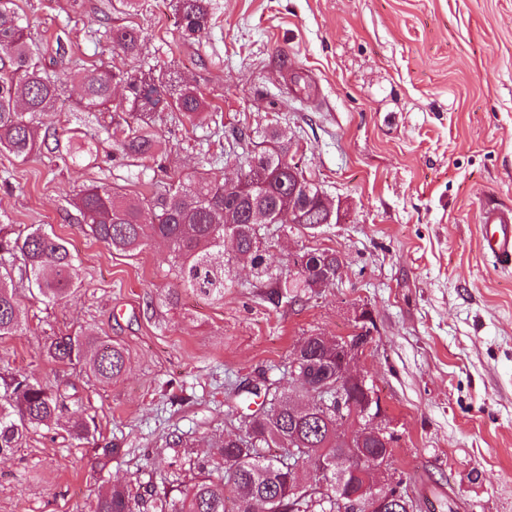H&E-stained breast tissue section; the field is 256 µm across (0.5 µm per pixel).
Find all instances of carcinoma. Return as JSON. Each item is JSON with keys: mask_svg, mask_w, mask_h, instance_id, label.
<instances>
[{"mask_svg": "<svg viewBox=\"0 0 512 512\" xmlns=\"http://www.w3.org/2000/svg\"><path fill=\"white\" fill-rule=\"evenodd\" d=\"M179 30L185 40L207 33L213 16L212 0H170ZM113 49L140 59L143 40L134 26H114L105 31ZM29 23L23 21L16 0H0V149L25 160L49 147V135H40L29 114L52 112L59 101L62 82L49 75L35 54ZM68 75L82 90L73 110L121 112L122 120L112 121V142L126 158H153L167 150L156 129L165 112L195 126L206 116V102L194 86L185 84L178 72L155 75L152 70L133 74L123 68L86 66L75 62ZM127 86L126 97L113 98L117 86ZM254 132L234 128L226 140L228 150L213 157V164L238 155L244 145L259 146ZM96 136L79 130L68 137L66 151L58 155L64 163L82 164L97 156ZM304 172L286 159L277 148H262L252 160L239 162L236 179L250 190L239 193L224 186V177L203 171L175 176L167 188L150 197L128 198L108 186L91 184L72 200L80 223L108 248L122 253L141 249L148 240L159 239L169 246L179 286L200 295L224 299L235 262L250 265L265 298L273 305L292 302L314 290L320 277L336 268V254L310 252L305 268L292 278L271 270L266 260L263 225L283 228L328 223V208L317 197L320 187L309 183L311 194L296 212L288 213V197ZM20 262L30 292L48 302L72 296L79 288L75 259L64 242L42 227L26 235L0 233V337L23 332L19 303L13 283V263ZM307 347L303 370L313 382L334 376L335 364L317 335L303 338ZM45 354L53 363L75 368L89 366L91 378L100 385L119 380L126 370L122 348L83 332L62 333L51 338ZM287 371L271 381L273 389L249 391L244 401L262 399L248 413L237 406L225 411L229 424L245 425L244 432L215 442L224 464L218 474L206 464L197 465L193 484L171 497L168 491L151 490L156 512H247L254 504L264 512H336V459L349 451L336 408L313 409L309 396L301 390H285ZM76 384L62 379L53 385L41 384L24 371L3 380L0 392V456L16 447L30 432L48 428L67 408L70 391ZM95 422L80 420L69 434L87 440L95 432ZM276 448L278 452L270 453ZM393 457L392 446L366 441L355 471L345 477L343 490L357 491L371 480L376 459ZM314 467V476L303 474L305 463ZM145 500L128 486L114 484L99 496L93 512H141Z\"/></svg>", "mask_w": 512, "mask_h": 512, "instance_id": "carcinoma-1", "label": "carcinoma"}]
</instances>
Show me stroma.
<instances>
[{
	"label": "stroma",
	"instance_id": "35a3bbf8",
	"mask_svg": "<svg viewBox=\"0 0 512 512\" xmlns=\"http://www.w3.org/2000/svg\"><path fill=\"white\" fill-rule=\"evenodd\" d=\"M49 74L72 60L135 62L99 30L140 28L154 72L177 70L223 116L225 129L278 124L282 147L340 202L344 223L280 232L267 259L294 274L296 252L326 250L339 277L272 305L249 266L232 268L216 301L179 287L163 243L134 254L85 233L71 201L104 184L131 197L207 165L205 129L172 119L153 182L117 156L94 114L33 117L39 130L99 138L90 165L0 150V224L42 225L74 256L80 288L46 302L13 273L25 325L0 338V375L77 384L65 420L94 419V444L40 430L0 457V512H90L101 490L170 493L190 485L230 434L224 387L271 372L303 337L352 336L368 310L370 340L355 367L373 385L395 436L392 471L418 512H512V270L480 250L479 215L512 207V0H216L209 32L183 40L170 0L129 15L110 0H17ZM85 330L120 345L112 386L49 361L50 337ZM185 451L167 448L170 435ZM119 448L99 466L96 446Z\"/></svg>",
	"mask_w": 512,
	"mask_h": 512
}]
</instances>
